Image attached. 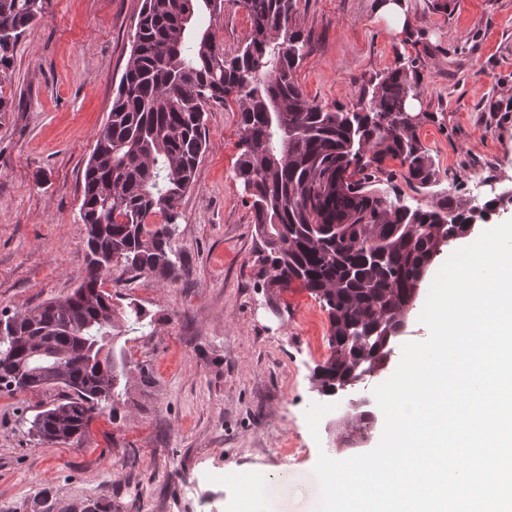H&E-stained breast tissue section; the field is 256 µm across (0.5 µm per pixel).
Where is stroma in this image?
<instances>
[{
  "label": "stroma",
  "mask_w": 512,
  "mask_h": 512,
  "mask_svg": "<svg viewBox=\"0 0 512 512\" xmlns=\"http://www.w3.org/2000/svg\"><path fill=\"white\" fill-rule=\"evenodd\" d=\"M142 0H45L0 74L13 105L0 122V312L72 292L85 273L82 175L112 109ZM382 0H298L309 37L295 73L305 95L349 110L398 58L415 60L428 113L419 136L438 184L416 192L399 161L380 175L406 204L464 199L480 182L512 181V0H403L391 31ZM250 21L226 0L211 30L237 49ZM208 148L183 197L175 279L131 277L115 266L114 302L137 301L151 327L118 337L127 362L122 398L68 444L29 435L61 391H0V512H238L240 482L288 484V512H312L309 482L333 431L311 435L307 408L325 402L314 381L330 355L329 318L299 283L273 290L234 176L241 132L235 102L211 105Z\"/></svg>",
  "instance_id": "stroma-1"
}]
</instances>
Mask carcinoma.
<instances>
[{"label": "carcinoma", "mask_w": 512, "mask_h": 512, "mask_svg": "<svg viewBox=\"0 0 512 512\" xmlns=\"http://www.w3.org/2000/svg\"><path fill=\"white\" fill-rule=\"evenodd\" d=\"M250 31L231 53L195 14L218 17L224 0H143L132 50L112 109L83 174L80 218L86 274L65 304L50 301L0 318V390L61 387L63 401L39 412L30 431L43 441L80 438L96 412L120 399L127 363L114 341L153 324L137 304L123 309L102 288L115 263L159 280L175 277V235L183 196L207 150L206 107L231 97L239 112L243 187L261 243L268 287L299 282L325 306L330 356L317 367L322 392L335 395L382 371L392 352L385 332L415 305L423 275L452 241L469 233L473 210L498 213L494 199L441 195L411 207L375 187L386 160L407 182L428 189L437 170L400 106L419 94L415 65L399 64L367 89L352 112L311 102L294 73L308 37L296 0H234ZM44 0H0V66L37 19ZM154 214L163 223L150 224ZM344 232L336 234V225ZM68 355L59 378L49 353ZM370 414L341 423L352 443Z\"/></svg>", "instance_id": "cac0c4a2"}]
</instances>
